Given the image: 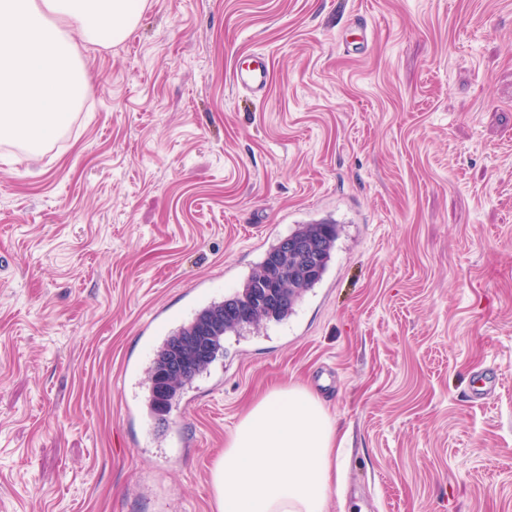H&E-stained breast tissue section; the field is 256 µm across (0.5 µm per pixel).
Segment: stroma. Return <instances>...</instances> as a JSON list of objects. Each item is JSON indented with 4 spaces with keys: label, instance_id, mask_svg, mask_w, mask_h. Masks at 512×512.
<instances>
[{
    "label": "stroma",
    "instance_id": "35a3bbf8",
    "mask_svg": "<svg viewBox=\"0 0 512 512\" xmlns=\"http://www.w3.org/2000/svg\"><path fill=\"white\" fill-rule=\"evenodd\" d=\"M148 2L39 159L0 142V512H214L274 386L347 432L329 512H512V0ZM321 219L294 313L150 413L162 338ZM252 59L245 66L238 65L233 71V82L237 88L254 95H263L268 88V66L266 58L252 54Z\"/></svg>",
    "mask_w": 512,
    "mask_h": 512
}]
</instances>
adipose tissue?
I'll list each match as a JSON object with an SVG mask.
<instances>
[{
	"mask_svg": "<svg viewBox=\"0 0 512 512\" xmlns=\"http://www.w3.org/2000/svg\"><path fill=\"white\" fill-rule=\"evenodd\" d=\"M147 5L0 0V138L40 156L95 88L77 43H122ZM338 438L309 390H270L240 418L214 466L217 512H326L341 478Z\"/></svg>",
	"mask_w": 512,
	"mask_h": 512,
	"instance_id": "1",
	"label": "adipose tissue"
}]
</instances>
